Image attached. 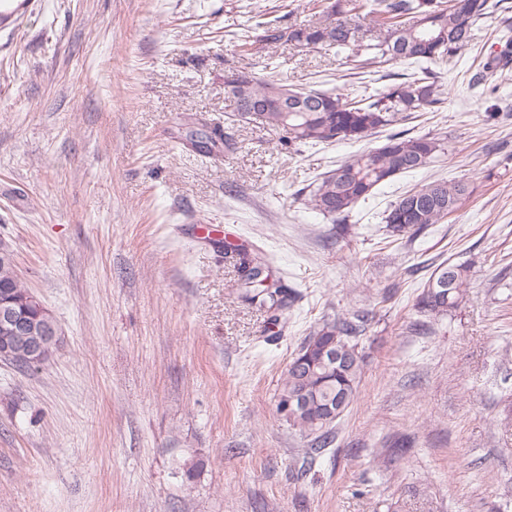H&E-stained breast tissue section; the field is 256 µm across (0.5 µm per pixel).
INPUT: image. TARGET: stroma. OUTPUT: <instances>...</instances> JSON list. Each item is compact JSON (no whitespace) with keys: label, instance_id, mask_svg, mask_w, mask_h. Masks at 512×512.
Returning a JSON list of instances; mask_svg holds the SVG:
<instances>
[{"label":"stroma","instance_id":"obj_1","mask_svg":"<svg viewBox=\"0 0 512 512\" xmlns=\"http://www.w3.org/2000/svg\"><path fill=\"white\" fill-rule=\"evenodd\" d=\"M504 5L431 64L438 110L392 127L447 152L342 222L313 183L387 134L290 152L224 94L239 70L349 92L335 50H236L259 15L315 20L310 0H30L0 23V240L61 331L37 370L0 361V512H512V65L468 86ZM215 127L235 150L190 143ZM435 178L471 193L391 233L383 211ZM228 243L292 291L279 321L242 299ZM444 262L466 296L419 312ZM364 309L359 396L303 465L314 439L276 409L289 362Z\"/></svg>","mask_w":512,"mask_h":512}]
</instances>
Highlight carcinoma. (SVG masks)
<instances>
[{"label":"carcinoma","mask_w":512,"mask_h":512,"mask_svg":"<svg viewBox=\"0 0 512 512\" xmlns=\"http://www.w3.org/2000/svg\"><path fill=\"white\" fill-rule=\"evenodd\" d=\"M503 0H313L322 19L285 27L280 21L257 22L261 48L243 38L242 56L280 44L301 48H334L347 54L356 68L384 66L397 61L437 62L454 55L474 39L484 21L505 10ZM224 94L234 103V120L259 123L279 135L281 142L302 146L359 142L376 130L392 126L415 112L442 104V89L430 70L373 95L335 94L295 88L274 76L258 78L241 71L224 82ZM447 151L446 141L435 135L396 133L379 148L364 150L323 174L311 190L314 209L333 220H345L354 206L367 199L382 183L421 169ZM462 180L435 179L403 192L384 211L383 221L396 232L438 224L467 194ZM244 297L279 312L288 305L285 290L269 281L267 260L237 248ZM468 268L442 263L432 272L417 301L427 313L455 309L468 286ZM23 293L14 264L0 259V294ZM370 321L358 311L325 321L305 338L288 366L277 401L302 393L303 404L286 416L302 433L315 436L322 446L332 441V429L341 414L332 417L327 407L336 401L348 409L357 398L364 357L359 338Z\"/></svg>","instance_id":"carcinoma-1"}]
</instances>
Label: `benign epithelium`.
<instances>
[{"instance_id":"benign-epithelium-1","label":"benign epithelium","mask_w":512,"mask_h":512,"mask_svg":"<svg viewBox=\"0 0 512 512\" xmlns=\"http://www.w3.org/2000/svg\"><path fill=\"white\" fill-rule=\"evenodd\" d=\"M42 319L31 322L27 315L0 303V331L6 337L0 341V360L12 361L24 357L32 364L49 359L59 343V328L45 307H40Z\"/></svg>"}]
</instances>
